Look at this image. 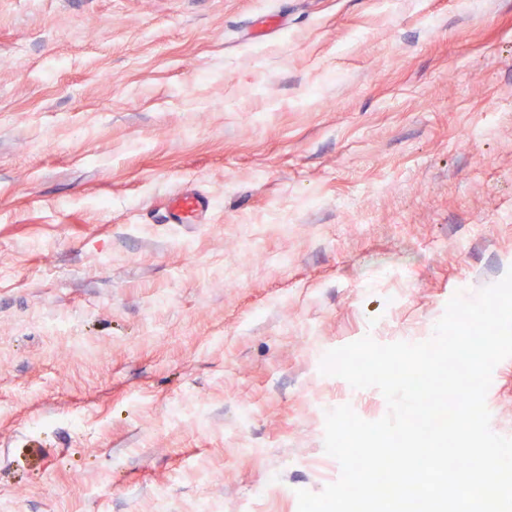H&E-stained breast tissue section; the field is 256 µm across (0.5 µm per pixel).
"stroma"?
<instances>
[{"label": "stroma", "mask_w": 512, "mask_h": 512, "mask_svg": "<svg viewBox=\"0 0 512 512\" xmlns=\"http://www.w3.org/2000/svg\"><path fill=\"white\" fill-rule=\"evenodd\" d=\"M0 267V512H298L325 352L512 267V0H0ZM212 204L210 199L192 189L173 196L163 215L164 224H206L209 222Z\"/></svg>", "instance_id": "35a3bbf8"}]
</instances>
